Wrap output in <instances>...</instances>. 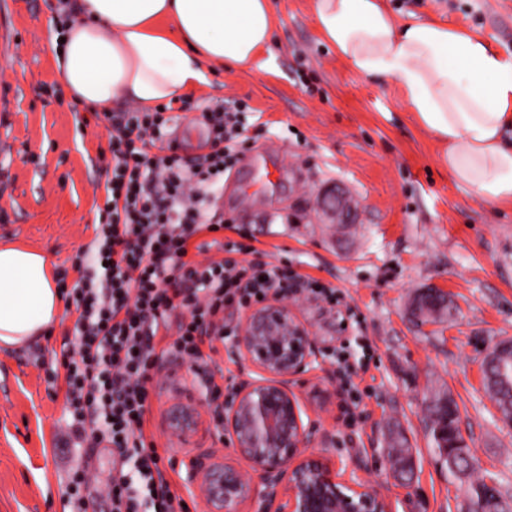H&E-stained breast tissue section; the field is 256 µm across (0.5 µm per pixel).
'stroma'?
Here are the masks:
<instances>
[{
	"label": "stroma",
	"instance_id": "1",
	"mask_svg": "<svg viewBox=\"0 0 512 512\" xmlns=\"http://www.w3.org/2000/svg\"><path fill=\"white\" fill-rule=\"evenodd\" d=\"M398 18L436 19L481 34L512 54V0H388ZM56 0H0V241L45 253L54 270L93 238L104 205L109 153L103 123L65 90L50 43L60 34ZM271 43L253 65L209 68L187 93L193 108L242 100L246 127L240 156L275 144L269 183L241 167L224 176V239L245 238L272 261L335 287L351 309L312 296L290 300L311 331L319 360L293 390L304 422L317 428L308 454L357 475L391 512H459L463 488L448 475L429 434L426 403L450 393L474 467L512 498V423L485 389L481 361L512 340V205L492 206L455 181L438 161L433 137L413 119L398 86L368 79L337 57L320 36L311 0H273ZM340 186L361 204L358 223H318L326 188ZM443 289L449 319L422 323L410 298ZM71 321L27 347L0 350V512H72L73 467L88 466L99 484L112 477L108 448L68 439L65 390L47 369L72 348ZM363 359V412L340 419L342 401L331 356ZM146 437L163 459L188 512H204L188 489L194 451L179 447L162 424L172 394L151 373ZM403 428L413 449L411 479L397 477L387 455L388 428Z\"/></svg>",
	"mask_w": 512,
	"mask_h": 512
}]
</instances>
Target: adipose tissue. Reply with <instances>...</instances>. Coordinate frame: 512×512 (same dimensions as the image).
I'll use <instances>...</instances> for the list:
<instances>
[{"mask_svg":"<svg viewBox=\"0 0 512 512\" xmlns=\"http://www.w3.org/2000/svg\"><path fill=\"white\" fill-rule=\"evenodd\" d=\"M54 58L78 103L149 110L183 97L204 67L246 66L266 47L272 0H68ZM323 40L358 73L396 82L440 161L491 205L512 204V54L436 21H399L386 0H312ZM52 264L33 248L0 244V348H18L59 323Z\"/></svg>","mask_w":512,"mask_h":512,"instance_id":"adipose-tissue-1","label":"adipose tissue"}]
</instances>
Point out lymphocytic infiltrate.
Wrapping results in <instances>:
<instances>
[{"mask_svg": "<svg viewBox=\"0 0 512 512\" xmlns=\"http://www.w3.org/2000/svg\"><path fill=\"white\" fill-rule=\"evenodd\" d=\"M245 109H204L210 149L191 159L169 143L166 106L105 115L112 175L92 241L58 273L76 343L52 363L49 380L65 388L73 437L118 457L112 512H185L145 440L151 370L173 357L207 371L205 340L235 335L225 308L261 303L272 290L288 298L298 286L297 275L262 251L215 237L224 224L213 207L236 161Z\"/></svg>", "mask_w": 512, "mask_h": 512, "instance_id": "lymphocytic-infiltrate-1", "label": "lymphocytic infiltrate"}]
</instances>
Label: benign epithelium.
Here are the masks:
<instances>
[{
    "instance_id": "7a95c632",
    "label": "benign epithelium",
    "mask_w": 512,
    "mask_h": 512,
    "mask_svg": "<svg viewBox=\"0 0 512 512\" xmlns=\"http://www.w3.org/2000/svg\"><path fill=\"white\" fill-rule=\"evenodd\" d=\"M233 352L256 377L233 384L222 401L221 432L249 469L212 453L191 457L187 482L200 491L206 512H239L252 501L259 512H389L364 480L346 479L322 459L304 454L315 431L304 424L290 381L318 361L319 353L288 303L273 295L244 312ZM168 386L175 398L163 423L180 447L189 448L211 400L205 394L183 396L173 374Z\"/></svg>"
}]
</instances>
